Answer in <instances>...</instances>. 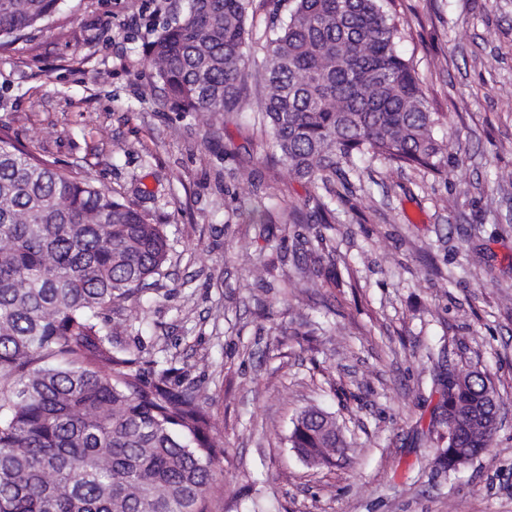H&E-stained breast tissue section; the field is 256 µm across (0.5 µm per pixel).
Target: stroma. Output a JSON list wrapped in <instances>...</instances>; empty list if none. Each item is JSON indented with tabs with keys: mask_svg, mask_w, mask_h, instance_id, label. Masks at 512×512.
Returning a JSON list of instances; mask_svg holds the SVG:
<instances>
[{
	"mask_svg": "<svg viewBox=\"0 0 512 512\" xmlns=\"http://www.w3.org/2000/svg\"><path fill=\"white\" fill-rule=\"evenodd\" d=\"M182 2L65 0L0 49V126L38 129L36 155L164 225L167 274L113 306L112 338L198 389L224 448L210 512H512V0H392L454 143L441 176L361 162L321 231L337 287L300 271L319 231L283 219L314 186L237 114L182 116L149 93L143 48ZM288 8L255 0L251 71ZM242 165L270 223L249 221ZM446 368L487 373L500 397L490 451L447 473L429 432ZM310 407L335 414L345 456L313 466L289 447ZM234 178L239 181L246 182L252 189V193L255 195L253 198V203H251L250 212L253 215V218L258 217L259 223L262 224V217L265 214L264 203L262 202V196H258V190L261 189V176L256 169L243 167L239 168L234 173Z\"/></svg>",
	"mask_w": 512,
	"mask_h": 512,
	"instance_id": "1",
	"label": "stroma"
}]
</instances>
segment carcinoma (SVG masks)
<instances>
[{
	"instance_id": "1",
	"label": "carcinoma",
	"mask_w": 512,
	"mask_h": 512,
	"mask_svg": "<svg viewBox=\"0 0 512 512\" xmlns=\"http://www.w3.org/2000/svg\"><path fill=\"white\" fill-rule=\"evenodd\" d=\"M61 0H0V46L47 21ZM266 39L263 92L252 127L271 137V161L321 190L313 213L335 223L336 184L366 158L396 169L447 172L422 80L397 48L383 0H291ZM253 0H186L147 50L166 98L216 117L248 105ZM234 178L265 214L261 176ZM170 253L163 225L108 188L31 153L0 127V512H209L224 449L198 393L175 389L174 367L143 379L138 358L112 340L103 312L156 285ZM431 425L434 463L470 460L496 429L490 377L455 371ZM288 444L308 463L347 448L336 418L299 414Z\"/></svg>"
}]
</instances>
